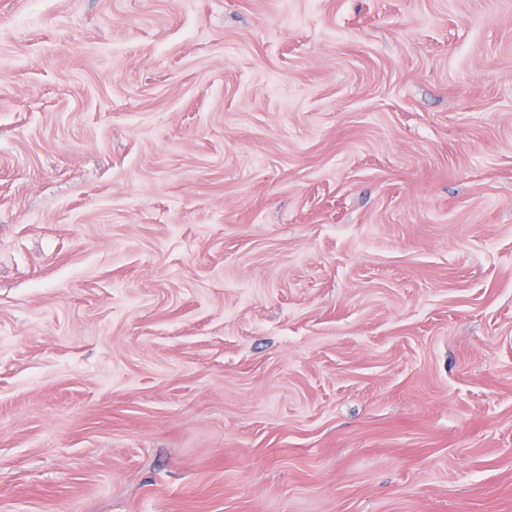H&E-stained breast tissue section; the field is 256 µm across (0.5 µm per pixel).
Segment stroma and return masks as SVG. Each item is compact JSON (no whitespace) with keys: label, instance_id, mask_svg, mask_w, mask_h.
Masks as SVG:
<instances>
[{"label":"stroma","instance_id":"35a3bbf8","mask_svg":"<svg viewBox=\"0 0 512 512\" xmlns=\"http://www.w3.org/2000/svg\"><path fill=\"white\" fill-rule=\"evenodd\" d=\"M0 512H512V0H0Z\"/></svg>","mask_w":512,"mask_h":512}]
</instances>
